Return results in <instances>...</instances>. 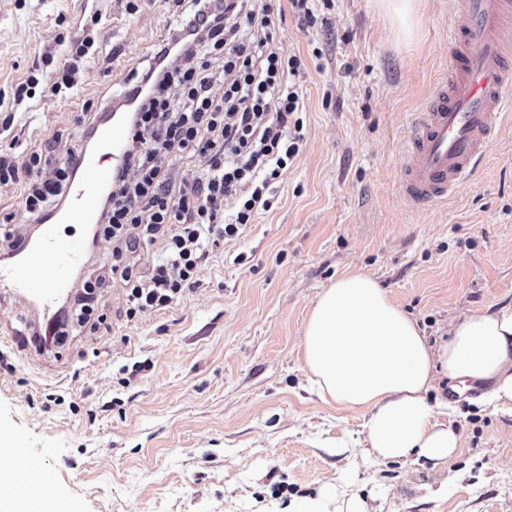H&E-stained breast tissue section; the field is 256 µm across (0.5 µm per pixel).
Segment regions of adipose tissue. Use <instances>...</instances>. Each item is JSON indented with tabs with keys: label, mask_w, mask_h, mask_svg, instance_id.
<instances>
[{
	"label": "adipose tissue",
	"mask_w": 512,
	"mask_h": 512,
	"mask_svg": "<svg viewBox=\"0 0 512 512\" xmlns=\"http://www.w3.org/2000/svg\"><path fill=\"white\" fill-rule=\"evenodd\" d=\"M303 352L320 396L367 413L369 461L448 464L459 436L428 402L440 381L460 392L484 383L489 401L512 411V303L451 320L435 347L375 279L353 271L317 295Z\"/></svg>",
	"instance_id": "1"
}]
</instances>
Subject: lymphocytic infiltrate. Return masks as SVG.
Here are the masks:
<instances>
[{"mask_svg":"<svg viewBox=\"0 0 512 512\" xmlns=\"http://www.w3.org/2000/svg\"><path fill=\"white\" fill-rule=\"evenodd\" d=\"M270 11L266 0H194L153 49L127 108V130L144 150L123 164L139 177L132 182L121 172L112 175L96 219L98 234L115 244L112 264L108 272L87 275L69 320L91 318L111 273L126 290L127 319L171 307L198 286L211 248L238 237L273 206L281 172L304 138V101L296 84L302 61L276 49ZM93 44L89 35L70 43L51 94L70 99L79 93V73ZM178 57L189 67H172ZM215 57L231 76L219 98L212 92ZM173 153L208 156L207 172L173 187L167 178ZM42 161L34 151L19 167L0 155V184L27 175L21 205L34 222L59 207L79 173L71 151L52 177H42ZM156 243L161 259L148 271L136 270L131 256Z\"/></svg>","mask_w":512,"mask_h":512,"instance_id":"f902f5d3","label":"lymphocytic infiltrate"}]
</instances>
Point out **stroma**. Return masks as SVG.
<instances>
[{"instance_id":"obj_1","label":"stroma","mask_w":512,"mask_h":512,"mask_svg":"<svg viewBox=\"0 0 512 512\" xmlns=\"http://www.w3.org/2000/svg\"><path fill=\"white\" fill-rule=\"evenodd\" d=\"M454 2L417 0L403 22L378 0H311L309 25L271 0L276 48L303 62L306 107L272 209L210 252L199 286L166 310L127 320L115 279L100 320L43 359L0 344V433L49 474L39 497L77 512H306L345 475L375 512H512V413L440 385L429 402L460 437L448 466L366 462L365 413L323 400L303 358L318 293L352 270L433 342L456 316L512 303V128L447 201L416 208L401 191L413 115L448 67ZM96 10L102 51L81 96L44 92L43 53L80 37ZM172 20L170 0H140L134 13L126 0H0V100L12 104L29 75L41 85L9 137L53 158L77 147L80 113L128 87ZM22 192L0 185L8 236L30 226ZM124 366L136 370L126 384Z\"/></svg>"}]
</instances>
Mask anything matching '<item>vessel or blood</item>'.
I'll list each match as a JSON object with an SVG mask.
<instances>
[{
    "mask_svg": "<svg viewBox=\"0 0 512 512\" xmlns=\"http://www.w3.org/2000/svg\"><path fill=\"white\" fill-rule=\"evenodd\" d=\"M459 13L448 71L417 113L402 163V191L415 206L446 200L469 181L512 118V45L500 38L512 21V0H460ZM128 144L120 116L103 122L95 148L76 150L79 174L68 187L66 206L44 218L34 238L22 239L13 260L0 264V293L35 317L31 331L13 338L21 351L46 352L49 336L59 332L58 300L86 257L84 239L62 236L60 229L94 222L100 194Z\"/></svg>",
    "mask_w": 512,
    "mask_h": 512,
    "instance_id": "1",
    "label": "vessel or blood"
}]
</instances>
